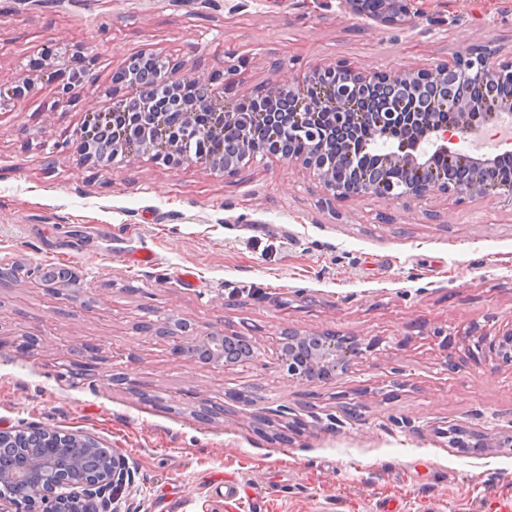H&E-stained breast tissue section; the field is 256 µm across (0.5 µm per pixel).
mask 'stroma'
<instances>
[{"label":"stroma","instance_id":"stroma-1","mask_svg":"<svg viewBox=\"0 0 512 512\" xmlns=\"http://www.w3.org/2000/svg\"><path fill=\"white\" fill-rule=\"evenodd\" d=\"M415 27L338 0H0V428L79 432L125 455L122 512H499L512 447L476 454L443 432H512V366L477 343L512 327V202L435 195L407 208L329 201L300 162L228 178L130 156L108 167L59 156L112 104L132 55L172 58L228 98L339 62L362 70L451 62L471 45L512 57V0H415ZM88 58L46 73L49 44ZM79 283L45 285L42 271ZM251 337L254 361L224 368L140 331L167 314ZM370 342L328 383L289 380L285 330ZM93 361L79 375L78 363ZM127 383H117L119 375ZM250 394L283 432L252 423ZM219 402L223 414L199 418Z\"/></svg>","mask_w":512,"mask_h":512}]
</instances>
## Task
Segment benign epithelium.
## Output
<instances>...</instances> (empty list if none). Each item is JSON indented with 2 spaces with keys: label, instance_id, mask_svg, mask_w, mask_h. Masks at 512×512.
<instances>
[{
  "label": "benign epithelium",
  "instance_id": "7a95c632",
  "mask_svg": "<svg viewBox=\"0 0 512 512\" xmlns=\"http://www.w3.org/2000/svg\"><path fill=\"white\" fill-rule=\"evenodd\" d=\"M414 0H339L351 13L378 24L403 28L416 24ZM138 58L155 61L145 69L124 68L120 82L128 93L112 97V107L93 113L88 126L76 132L78 153L85 162L88 151L112 148V159L131 151L148 155L169 167L201 156L214 139L232 129L237 140L224 158L209 160L213 172L236 176L257 158L300 160L313 171L335 200L371 195L388 203L422 202L432 195L487 196L492 192L512 200V186L500 184L506 151L481 152L483 132L493 123L512 126V98L495 102L467 96L468 84L480 80L489 89L512 82V60L478 45L458 54L451 64L394 71H357L347 64L314 69L303 79L267 86L246 99L245 109L224 104L221 89L199 75L181 72L175 64L153 53ZM453 78L459 87L445 98L441 114L420 103L423 93H439ZM182 114L184 129L165 128L169 113ZM310 131L309 146L300 151L282 146L291 124ZM282 131L272 142L258 143L256 125ZM375 146L371 167L361 163L367 147ZM395 169L398 180L386 173ZM344 172L347 181L340 180ZM189 327L169 316L148 321L142 331L157 336L182 337L188 343L174 352L190 354L207 365L228 366L254 357L253 343L245 336L202 331L188 337ZM488 356L512 365V328L487 345ZM282 361L288 378L329 382L348 371L363 355L361 339L332 332H284ZM15 430L0 429V455L16 451L28 462L17 472L0 464V512H120L119 500L133 487L125 456L103 448L93 438L58 432L47 438L45 428L25 430L23 447L14 449ZM512 446V435L477 439V447Z\"/></svg>",
  "mask_w": 512,
  "mask_h": 512
}]
</instances>
